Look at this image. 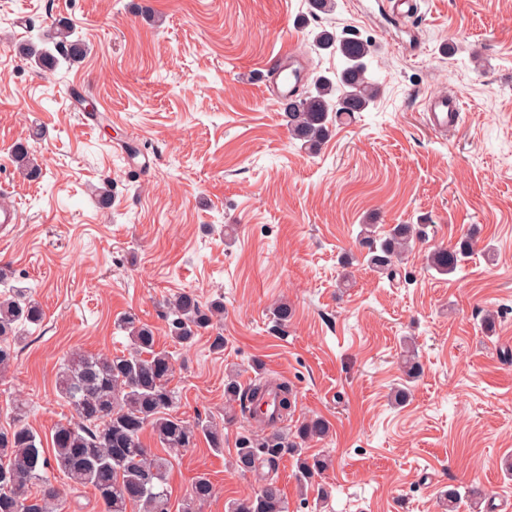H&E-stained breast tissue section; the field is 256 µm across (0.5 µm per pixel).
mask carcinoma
Returning a JSON list of instances; mask_svg holds the SVG:
<instances>
[{
  "label": "carcinoma",
  "instance_id": "1",
  "mask_svg": "<svg viewBox=\"0 0 512 512\" xmlns=\"http://www.w3.org/2000/svg\"><path fill=\"white\" fill-rule=\"evenodd\" d=\"M50 43L51 50L31 42L23 53L48 71L63 63L71 66L86 55L84 42L74 37L73 26L66 20L56 23ZM313 45L340 55L344 66L332 77L315 76L309 90L282 103V120L291 138L308 150L318 148L338 120L364 111L379 95L378 85L368 74L373 55L368 42L323 29L315 34ZM12 157L28 177L42 176L41 168L30 161L27 143L15 144ZM424 237L423 224H393L380 238L368 234L361 239L367 249L366 263L393 277L403 253ZM475 247L476 239L463 234L450 247L432 250L427 256L428 267L440 275L453 274ZM11 275L10 267L0 266V288H5L0 291L1 370L14 361L26 340L27 327H39L45 316L33 296L8 290ZM223 315L221 300L204 305L194 294L182 292L167 301V335L188 347ZM117 326L127 333L128 352L74 353L64 363L57 391L75 416L55 427L52 454L46 453L41 437L31 428L20 423L0 427V512H53L61 508L62 491L54 484L58 473L79 486L92 488L104 512H127L130 505L141 506L143 512H169L168 461L148 452L143 432L150 430L157 442L173 453L195 447L201 438L217 451L224 448V427L210 420L192 424L170 413L175 403V392L169 387L175 363L169 352L155 350L154 331L134 314L122 317ZM402 368L408 382L423 373L414 349L404 351ZM270 391L278 394L281 418H286L294 397L288 382L260 377L245 392L233 378L225 384L228 399H243L244 411L256 422L264 419L262 400ZM329 431V423L320 416L303 419L291 434L277 429L248 430L237 438L233 464L242 472L255 470L260 461L272 466L286 449L295 458L298 483L307 486L327 468V461L305 455L303 445L326 438ZM32 485L39 486V492L30 493ZM212 493L209 479L198 477L183 512H194L195 505L206 502ZM477 495L471 487L463 492L452 487L444 492V503L448 512H455L462 497ZM228 512H288V506L277 480L266 477L259 491L230 503Z\"/></svg>",
  "mask_w": 512,
  "mask_h": 512
}]
</instances>
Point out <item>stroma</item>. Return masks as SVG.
<instances>
[{
	"label": "stroma",
	"mask_w": 512,
	"mask_h": 512,
	"mask_svg": "<svg viewBox=\"0 0 512 512\" xmlns=\"http://www.w3.org/2000/svg\"><path fill=\"white\" fill-rule=\"evenodd\" d=\"M371 2L336 0L315 19L307 0H0V205L19 212L0 264L45 312L0 375V426L20 399L18 419L50 442L74 416L56 390L63 364L75 350L123 351L117 320L131 312L175 359L173 414L223 422L227 374L245 387L261 372L294 385L295 419L331 424L306 450L331 465L304 491L290 454L232 466L253 425L238 416L223 451L202 440L170 456V512L202 475L214 495L200 512H226L270 475L288 512H445L459 485L485 497L457 512H512V314L500 308L512 296V0H421L404 27L367 13ZM58 19L87 54L46 73L21 48ZM325 28L361 30L380 93L312 153L270 82L291 51L302 70H341L313 49ZM439 92L464 106L446 134L422 115ZM20 141L41 178L14 163ZM106 177L108 209L94 196ZM406 222L427 236L381 278L360 227ZM471 228L462 270L428 269L430 251ZM181 292L224 301L223 322L187 348L164 318ZM281 301L294 315L280 332ZM407 339L423 365L409 384ZM404 383L411 399L394 406Z\"/></svg>",
	"instance_id": "stroma-1"
}]
</instances>
